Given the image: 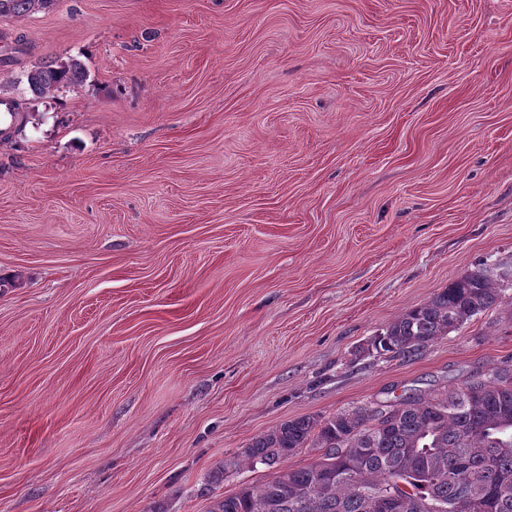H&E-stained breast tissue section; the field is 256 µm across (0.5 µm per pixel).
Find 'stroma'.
<instances>
[{
    "mask_svg": "<svg viewBox=\"0 0 512 512\" xmlns=\"http://www.w3.org/2000/svg\"><path fill=\"white\" fill-rule=\"evenodd\" d=\"M0 96V512H207L283 421L512 364V288L362 352L512 261V0H56L0 17ZM87 72L81 61L71 59L65 64L41 63L33 67L26 82L35 98H43L62 88H76L86 80ZM482 263L467 271L424 303L413 307L372 336L363 353L376 356H409L440 336L460 330L468 321L501 302L506 283L512 281V263ZM495 278H493V277ZM498 278V279H496Z\"/></svg>",
    "mask_w": 512,
    "mask_h": 512,
    "instance_id": "1",
    "label": "stroma"
}]
</instances>
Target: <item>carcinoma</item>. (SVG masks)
Masks as SVG:
<instances>
[{
  "instance_id": "1",
  "label": "carcinoma",
  "mask_w": 512,
  "mask_h": 512,
  "mask_svg": "<svg viewBox=\"0 0 512 512\" xmlns=\"http://www.w3.org/2000/svg\"><path fill=\"white\" fill-rule=\"evenodd\" d=\"M54 2L0 0V17ZM86 77L72 59L39 64L26 82L43 98ZM503 291L482 263L403 312L363 352L413 355L496 306ZM304 448L321 454L297 468L281 466ZM241 462L272 469L270 478L215 496L210 512H512V369L493 367L384 409L287 420L254 437L219 473Z\"/></svg>"
}]
</instances>
